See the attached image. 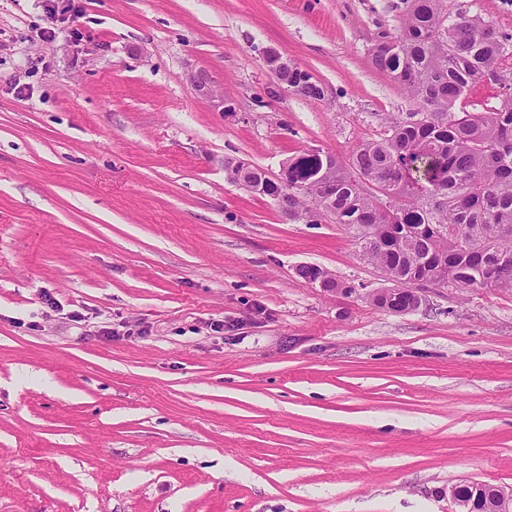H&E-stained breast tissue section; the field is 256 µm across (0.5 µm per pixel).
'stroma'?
Here are the masks:
<instances>
[{"label": "stroma", "mask_w": 512, "mask_h": 512, "mask_svg": "<svg viewBox=\"0 0 512 512\" xmlns=\"http://www.w3.org/2000/svg\"><path fill=\"white\" fill-rule=\"evenodd\" d=\"M405 9L0 0V512H454L452 485L512 486V292L380 309L347 230L224 171L345 159L410 111L371 62ZM270 48L323 99L278 88ZM185 78L194 86L197 94L207 100L212 107L220 112L233 111L232 105L224 99V91L217 88L203 73L191 71L185 74Z\"/></svg>", "instance_id": "obj_1"}]
</instances>
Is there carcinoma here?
Returning <instances> with one entry per match:
<instances>
[{"instance_id":"carcinoma-1","label":"carcinoma","mask_w":512,"mask_h":512,"mask_svg":"<svg viewBox=\"0 0 512 512\" xmlns=\"http://www.w3.org/2000/svg\"><path fill=\"white\" fill-rule=\"evenodd\" d=\"M443 2L407 0L399 32L371 50L413 111L346 159L301 153L286 185L232 158L224 170L279 200L290 221L344 226L390 283L512 290V35ZM279 76L299 96L324 95L297 65ZM483 81L498 85V103L470 112L468 94Z\"/></svg>"}]
</instances>
